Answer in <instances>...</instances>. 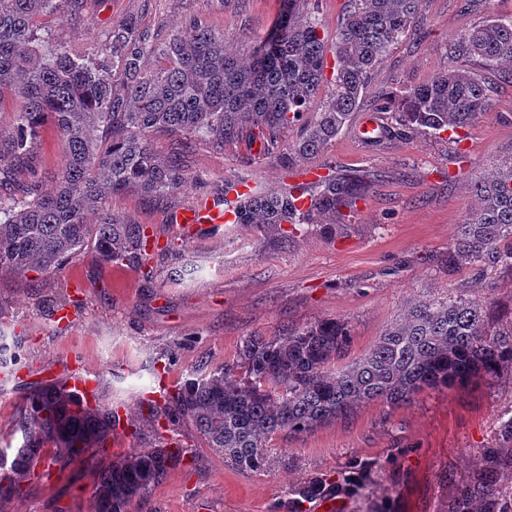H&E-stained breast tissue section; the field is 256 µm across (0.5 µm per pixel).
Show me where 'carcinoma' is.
I'll use <instances>...</instances> for the list:
<instances>
[{
  "mask_svg": "<svg viewBox=\"0 0 512 512\" xmlns=\"http://www.w3.org/2000/svg\"><path fill=\"white\" fill-rule=\"evenodd\" d=\"M273 32L250 47L249 59L224 48V34L202 19L159 41L129 17L112 26L104 44L75 51L39 38V18L60 8L81 16L83 0H0V112L7 97L20 101L0 125V271L21 278L56 272L88 247L99 260L143 264L150 247L140 224L105 209L109 195L133 190L164 198L185 183V158L205 142L223 149L260 142V151L293 168L297 156L321 153L365 99L375 69L399 35L418 23V0H348L332 47L320 34L311 0H286ZM458 43L486 70L512 62V16L493 17L466 31ZM335 66L325 74L327 52ZM158 54L168 65L147 72L143 59ZM333 91L319 112L308 107L324 83ZM394 123L384 126L377 148L399 135L439 136L464 129L490 111L488 82L455 67L387 102ZM300 126L298 142L284 134ZM52 129L62 145L54 187L42 190L36 151ZM174 138L163 155L154 137ZM373 183L367 171L321 177L309 186L310 207L290 196L259 194L239 203L240 223L334 224L354 212ZM478 209L458 225L448 246V271L512 269V163L472 184ZM490 301L464 298L418 305L357 361L331 364L351 342L349 322L326 319L288 327L277 336H249L236 362L191 375L164 402H150L158 447L129 448L102 459L93 485L94 512H130L170 469L185 463L175 426L188 422L224 464L262 472L268 441L299 436L346 419L375 401L392 407L426 390L478 389L512 368V323ZM121 426L119 413L78 398L62 385L36 382L12 435L0 434V512L48 476L42 465L64 467L94 452ZM404 478L398 458L359 462L288 489L280 512H313L336 499V512H391L374 499L375 475ZM512 409L500 416L497 442L480 449L464 478L448 481V512H512Z\"/></svg>",
  "mask_w": 512,
  "mask_h": 512,
  "instance_id": "1",
  "label": "carcinoma"
}]
</instances>
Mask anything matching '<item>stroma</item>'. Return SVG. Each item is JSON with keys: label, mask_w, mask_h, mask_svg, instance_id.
Returning a JSON list of instances; mask_svg holds the SVG:
<instances>
[{"label": "stroma", "mask_w": 512, "mask_h": 512, "mask_svg": "<svg viewBox=\"0 0 512 512\" xmlns=\"http://www.w3.org/2000/svg\"><path fill=\"white\" fill-rule=\"evenodd\" d=\"M283 0H87L83 17L61 10L42 18V37L74 48L105 42L113 24L138 18L170 37L201 18L223 33L226 49L247 54L273 28ZM420 24L399 35L379 65L354 119L376 111L378 95L414 88L449 67L484 74L493 107L460 143L421 135L364 147L345 128L324 152L297 167L331 164L369 169L377 182L348 224H228L184 227L171 213L212 199L225 180L257 179L258 191H287L288 173L248 143L216 150L198 145L184 167L185 186L161 203L125 191L110 196L119 217L153 232L144 266L98 265L93 252L61 271L29 280L0 273V342L20 350L16 375L0 373V429L11 428L26 382L82 363L97 375L102 405H121L137 422L132 448L154 445L142 397L172 391L189 374L231 362L248 336L321 320L348 321L352 343L339 366L363 357L411 307L457 298L512 305V270L448 271V246L476 208L472 182L512 162V64L484 72L477 58L450 56L461 33L492 17L512 16V0H419ZM67 297V320L48 308ZM512 409V371L475 391L427 390L397 408L374 402L354 416L297 437L274 436L261 473L225 466L190 425L179 438L199 458L171 470L146 493L142 512H275L289 487L353 460L402 449L407 478H377L376 494L392 512H448V476L464 475L479 449L493 446L499 418ZM94 459L42 480L17 512H92Z\"/></svg>", "instance_id": "stroma-1"}]
</instances>
